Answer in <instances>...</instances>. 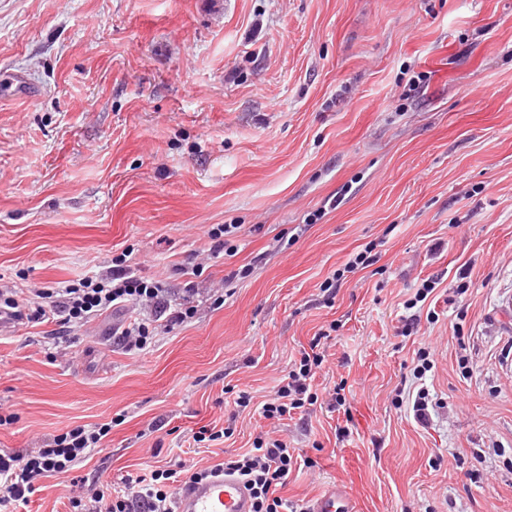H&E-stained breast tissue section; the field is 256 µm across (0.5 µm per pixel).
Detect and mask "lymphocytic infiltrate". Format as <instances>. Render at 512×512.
<instances>
[{"instance_id":"lymphocytic-infiltrate-1","label":"lymphocytic infiltrate","mask_w":512,"mask_h":512,"mask_svg":"<svg viewBox=\"0 0 512 512\" xmlns=\"http://www.w3.org/2000/svg\"><path fill=\"white\" fill-rule=\"evenodd\" d=\"M130 302L146 306L153 313L151 320L137 321L121 330L120 340L130 349L142 350L151 344L158 329L157 319H164L170 327L192 315L191 308L171 306L159 284L118 268L105 281L89 277L50 293L36 292L31 300L30 318L35 322L57 318L66 325ZM323 361L320 352H302L287 379L261 405V416L282 420L292 411L316 403L318 396L312 381ZM111 430L108 423L91 428L79 425L56 436L48 447L30 454L1 452L0 483L4 484L5 492L0 495V508L28 503L37 490V479L70 472L78 460L103 447ZM297 462L294 449L283 440L270 437L255 442L242 454L224 458L214 467L194 468L182 463L175 469H152L126 476L122 489L101 491L86 500L75 498L71 506L75 512H174V484L195 482L224 469L245 482L254 500V512H299L297 503L279 494L287 486Z\"/></svg>"}]
</instances>
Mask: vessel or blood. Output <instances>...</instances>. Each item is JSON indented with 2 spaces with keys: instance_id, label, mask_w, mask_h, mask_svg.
<instances>
[{
  "instance_id": "obj_1",
  "label": "vessel or blood",
  "mask_w": 512,
  "mask_h": 512,
  "mask_svg": "<svg viewBox=\"0 0 512 512\" xmlns=\"http://www.w3.org/2000/svg\"><path fill=\"white\" fill-rule=\"evenodd\" d=\"M176 512H252V500L237 478L221 471L183 487ZM307 512H355V508L347 488L335 483L311 500Z\"/></svg>"
}]
</instances>
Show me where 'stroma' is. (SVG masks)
<instances>
[{
  "instance_id": "obj_1",
  "label": "stroma",
  "mask_w": 512,
  "mask_h": 512,
  "mask_svg": "<svg viewBox=\"0 0 512 512\" xmlns=\"http://www.w3.org/2000/svg\"><path fill=\"white\" fill-rule=\"evenodd\" d=\"M4 91L0 289L102 278L123 254L197 308L143 350L112 334L137 306L0 334V450L113 425L22 512L275 427L306 459L283 491L299 504L336 482L359 512H512V0H0ZM221 224L233 253L213 258ZM314 342V389L345 383L350 411L273 425L254 406Z\"/></svg>"
}]
</instances>
